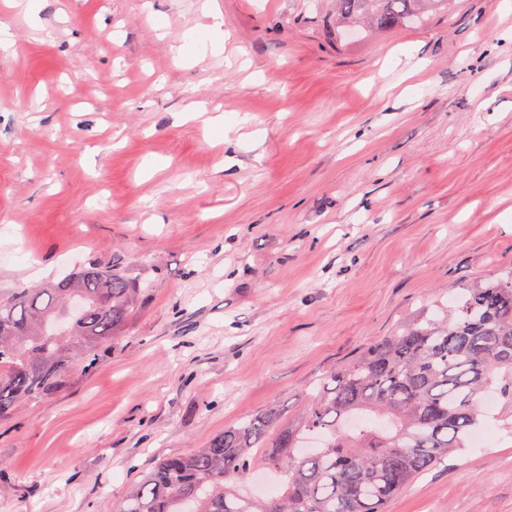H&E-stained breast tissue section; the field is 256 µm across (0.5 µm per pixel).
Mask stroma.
Returning <instances> with one entry per match:
<instances>
[{
    "mask_svg": "<svg viewBox=\"0 0 512 512\" xmlns=\"http://www.w3.org/2000/svg\"><path fill=\"white\" fill-rule=\"evenodd\" d=\"M1 24L0 295L98 265L145 298L0 418V512H112L512 266V0L351 37L336 0H0ZM486 422L386 512H512V410Z\"/></svg>",
    "mask_w": 512,
    "mask_h": 512,
    "instance_id": "35a3bbf8",
    "label": "stroma"
}]
</instances>
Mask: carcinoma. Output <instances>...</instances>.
Wrapping results in <instances>:
<instances>
[{
    "instance_id": "obj_1",
    "label": "carcinoma",
    "mask_w": 512,
    "mask_h": 512,
    "mask_svg": "<svg viewBox=\"0 0 512 512\" xmlns=\"http://www.w3.org/2000/svg\"><path fill=\"white\" fill-rule=\"evenodd\" d=\"M452 0H337L340 26L369 19L411 26ZM144 291L125 273L91 267L0 298V415L62 386L70 358L97 360ZM395 329L326 375L303 416L271 408L203 448L159 459L116 512H386L409 483L468 445L484 423L478 399L512 408V268L466 286L452 305ZM258 466L285 478L282 495L240 496Z\"/></svg>"
}]
</instances>
